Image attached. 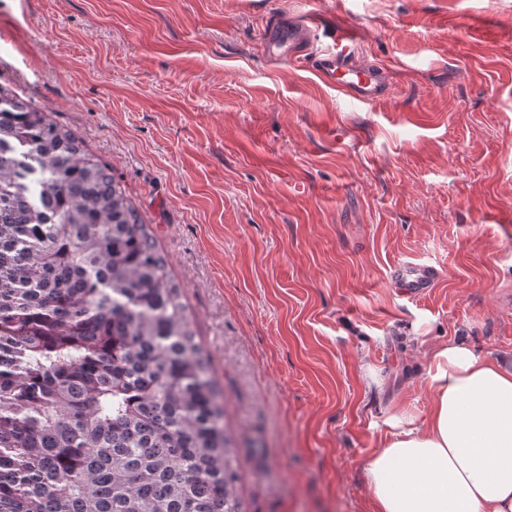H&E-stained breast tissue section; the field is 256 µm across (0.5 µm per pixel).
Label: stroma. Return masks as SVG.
<instances>
[{"instance_id": "obj_1", "label": "stroma", "mask_w": 512, "mask_h": 512, "mask_svg": "<svg viewBox=\"0 0 512 512\" xmlns=\"http://www.w3.org/2000/svg\"><path fill=\"white\" fill-rule=\"evenodd\" d=\"M358 34L348 104L257 50ZM0 84L81 137L152 228L224 396L245 512H375L451 340L512 367V0H0ZM429 263L410 298L394 266ZM310 30L303 19L285 23L270 16L263 27L259 46L266 57L274 60L311 63L323 79L354 105L376 102L389 94V80L384 68L355 61L356 45L351 35L341 36L336 49L314 53ZM441 272L432 264L401 263L391 273V283L407 297H421L435 288Z\"/></svg>"}]
</instances>
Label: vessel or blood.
<instances>
[{
	"mask_svg": "<svg viewBox=\"0 0 512 512\" xmlns=\"http://www.w3.org/2000/svg\"><path fill=\"white\" fill-rule=\"evenodd\" d=\"M263 54L275 60L306 62L355 105L385 98L389 80L384 68L355 60V41L343 35L335 49L313 52L310 27L305 20L283 21L267 18L259 40ZM441 272L434 265L402 263L394 267L391 283L403 295L421 297L435 288Z\"/></svg>",
	"mask_w": 512,
	"mask_h": 512,
	"instance_id": "vessel-or-blood-1",
	"label": "vessel or blood"
}]
</instances>
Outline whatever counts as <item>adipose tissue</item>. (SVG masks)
<instances>
[{"label":"adipose tissue","mask_w":512,"mask_h":512,"mask_svg":"<svg viewBox=\"0 0 512 512\" xmlns=\"http://www.w3.org/2000/svg\"><path fill=\"white\" fill-rule=\"evenodd\" d=\"M423 427L373 457L376 512H512V369L448 342L430 357Z\"/></svg>","instance_id":"1"}]
</instances>
